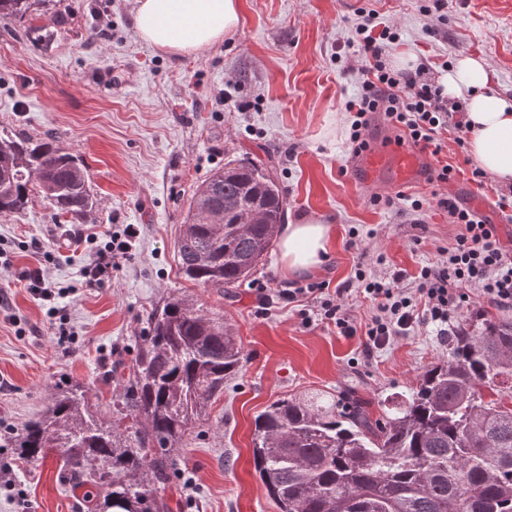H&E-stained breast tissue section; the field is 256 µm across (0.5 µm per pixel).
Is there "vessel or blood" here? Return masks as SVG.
I'll return each instance as SVG.
<instances>
[{"instance_id": "vessel-or-blood-1", "label": "vessel or blood", "mask_w": 512, "mask_h": 512, "mask_svg": "<svg viewBox=\"0 0 512 512\" xmlns=\"http://www.w3.org/2000/svg\"><path fill=\"white\" fill-rule=\"evenodd\" d=\"M358 172L367 184L372 183L379 175H388L396 188L415 187L424 179L421 156L407 144L388 154L369 151L360 155Z\"/></svg>"}]
</instances>
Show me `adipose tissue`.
Segmentation results:
<instances>
[{"instance_id": "1", "label": "adipose tissue", "mask_w": 512, "mask_h": 512, "mask_svg": "<svg viewBox=\"0 0 512 512\" xmlns=\"http://www.w3.org/2000/svg\"><path fill=\"white\" fill-rule=\"evenodd\" d=\"M240 22L239 0H138L135 26L155 47L179 52L220 41ZM493 71L485 59L457 60L441 77L449 96L463 99L471 122V156L486 173L512 183V97L490 92ZM333 226L310 217L285 225L278 238L280 260L290 274L316 271L326 261Z\"/></svg>"}]
</instances>
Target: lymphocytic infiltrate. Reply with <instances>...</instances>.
Returning <instances> with one entry per match:
<instances>
[{
	"mask_svg": "<svg viewBox=\"0 0 512 512\" xmlns=\"http://www.w3.org/2000/svg\"><path fill=\"white\" fill-rule=\"evenodd\" d=\"M377 17V10H365L347 42L348 49L366 61L357 92L346 104L353 114L351 150L356 155L369 150L363 131L380 115L396 130L398 139L411 140L432 155H440L445 134L468 131L466 110L461 101L444 95L441 86L428 78L427 64L412 70L389 67V49L399 36L387 27L375 30ZM437 204L447 211L457 232L450 246L440 248L436 261L421 265L413 274L397 268L376 274L359 266L342 285L310 282L279 290L280 299L316 305V315H303V324L317 320L334 327L337 335L360 336L361 357L366 361L424 325L439 340H447L455 314L473 298L512 309V254L503 249L496 225L460 207L453 198H439ZM354 294L370 303L371 314L362 324L346 305L348 296Z\"/></svg>",
	"mask_w": 512,
	"mask_h": 512,
	"instance_id": "f902f5d3",
	"label": "lymphocytic infiltrate"
}]
</instances>
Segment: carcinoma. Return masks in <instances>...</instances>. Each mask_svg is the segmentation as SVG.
<instances>
[{"label":"carcinoma","mask_w":512,"mask_h":512,"mask_svg":"<svg viewBox=\"0 0 512 512\" xmlns=\"http://www.w3.org/2000/svg\"><path fill=\"white\" fill-rule=\"evenodd\" d=\"M28 9V0H0V19ZM34 183L56 215L94 206L72 154L49 140L0 136V215L21 211ZM254 203L263 221L237 223ZM212 209L224 211L221 230L207 223ZM190 210L176 242L179 270L222 291L263 261L285 199L266 167L231 162ZM242 359L223 317L167 301L150 313L134 361L113 370L121 424L90 405V387L72 383L51 394L40 418L1 433L0 447L32 463L57 453L61 481L87 487L85 512H168L179 445ZM252 456L280 512H512V319L464 320L448 359L422 373L394 414L344 410L329 391L274 401L255 419Z\"/></svg>","instance_id":"cac0c4a2"}]
</instances>
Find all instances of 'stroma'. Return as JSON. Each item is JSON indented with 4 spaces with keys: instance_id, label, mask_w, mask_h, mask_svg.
<instances>
[{
    "instance_id": "35a3bbf8",
    "label": "stroma",
    "mask_w": 512,
    "mask_h": 512,
    "mask_svg": "<svg viewBox=\"0 0 512 512\" xmlns=\"http://www.w3.org/2000/svg\"><path fill=\"white\" fill-rule=\"evenodd\" d=\"M378 0L400 38L392 55L426 62L439 79L462 57L485 58L491 91L512 96V0ZM368 0H241L238 28L190 54L146 44L136 0H31L28 16L0 20V134L41 138L75 155L97 205L82 218L58 217L39 193L20 213L0 216V426L19 429L44 411L55 386L81 383L95 397L121 394L107 374L136 353L148 314L180 298L223 316L243 351L242 368L196 422L181 450L186 484H173V512H279L254 471L256 417L272 402L310 389L358 398L379 418L409 394L424 369L448 355L426 329L399 338L369 363L351 366L358 338L334 327L303 326L297 306L260 308L253 281L342 283L356 265L417 272L457 232L433 193L458 201L498 228L512 251V213L498 206L512 187L471 179L468 147L446 135L440 161L459 167L450 183H430L422 223L370 205L390 186L358 185L345 109L364 65L345 43ZM44 31L23 38L29 17ZM224 95L227 105L217 106ZM230 161L271 168L286 198L285 219L333 224L319 271L286 276L277 248L232 294L186 280L174 253L191 199ZM137 225L131 249L90 284L85 265L105 235ZM360 236L350 239V228ZM43 266L54 302L27 288L25 271ZM57 456L31 464L0 450V512H77L60 485Z\"/></svg>"
}]
</instances>
